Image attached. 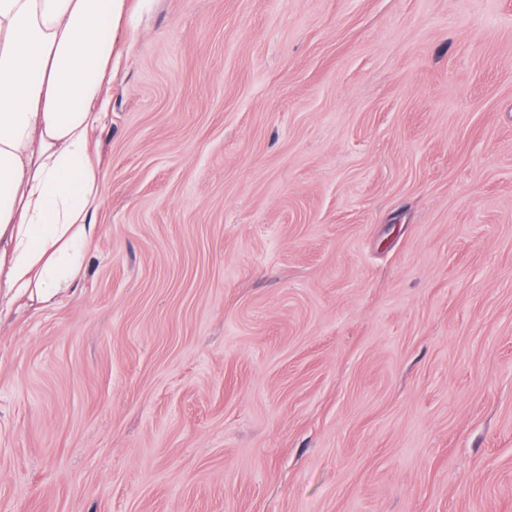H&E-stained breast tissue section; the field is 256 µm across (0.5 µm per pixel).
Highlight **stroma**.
Returning <instances> with one entry per match:
<instances>
[{"mask_svg":"<svg viewBox=\"0 0 512 512\" xmlns=\"http://www.w3.org/2000/svg\"><path fill=\"white\" fill-rule=\"evenodd\" d=\"M131 6L0 512H512V0Z\"/></svg>","mask_w":512,"mask_h":512,"instance_id":"obj_1","label":"stroma"}]
</instances>
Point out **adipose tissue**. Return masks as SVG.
Instances as JSON below:
<instances>
[{"mask_svg":"<svg viewBox=\"0 0 512 512\" xmlns=\"http://www.w3.org/2000/svg\"><path fill=\"white\" fill-rule=\"evenodd\" d=\"M130 18V0H0V314L55 304L83 271Z\"/></svg>","mask_w":512,"mask_h":512,"instance_id":"adipose-tissue-1","label":"adipose tissue"}]
</instances>
